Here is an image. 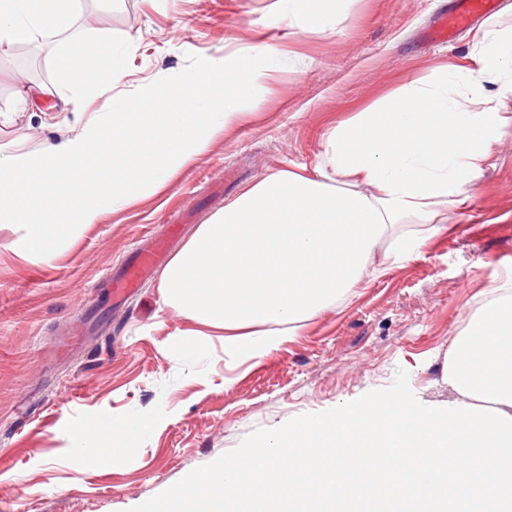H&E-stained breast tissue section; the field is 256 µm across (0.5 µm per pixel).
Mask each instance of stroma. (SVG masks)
Returning a JSON list of instances; mask_svg holds the SVG:
<instances>
[{"label": "stroma", "mask_w": 512, "mask_h": 512, "mask_svg": "<svg viewBox=\"0 0 512 512\" xmlns=\"http://www.w3.org/2000/svg\"><path fill=\"white\" fill-rule=\"evenodd\" d=\"M273 2L78 0L75 30L91 27L125 46L127 94L147 80L187 77L228 42L266 40L286 55L253 116L162 191L107 214L49 261L15 258L13 231L0 228V512H130L253 430L389 387L401 369L422 404L454 400L433 356L447 351L481 291L512 270V94L495 165L447 234L264 358L226 369L215 336L201 359H177L172 337L193 324L160 309L156 280L122 309L98 286L166 225L189 237L267 171L312 166L330 123L437 65L461 63L473 34L437 47L425 40L453 0H357L344 35L298 38L266 24ZM60 41L50 29L38 45L0 52V111L30 83L45 89L40 111H97L96 100L62 84L70 63ZM57 134L20 113L0 126V148L19 142L34 151ZM140 416L158 425L121 450L120 464L72 455L73 426Z\"/></svg>", "instance_id": "stroma-1"}]
</instances>
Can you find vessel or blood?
Instances as JSON below:
<instances>
[{"label":"vessel or blood","instance_id":"obj_1","mask_svg":"<svg viewBox=\"0 0 512 512\" xmlns=\"http://www.w3.org/2000/svg\"><path fill=\"white\" fill-rule=\"evenodd\" d=\"M497 7L498 0H454L452 8L438 17L426 39L431 43L451 42L458 32L493 13ZM179 230V225H167L165 234L154 236L148 244L137 248L131 261L119 270L105 274L101 285L107 290L113 304L125 305L137 296L143 284L164 261L169 243Z\"/></svg>","mask_w":512,"mask_h":512}]
</instances>
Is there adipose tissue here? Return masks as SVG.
<instances>
[{
	"instance_id": "1",
	"label": "adipose tissue",
	"mask_w": 512,
	"mask_h": 512,
	"mask_svg": "<svg viewBox=\"0 0 512 512\" xmlns=\"http://www.w3.org/2000/svg\"><path fill=\"white\" fill-rule=\"evenodd\" d=\"M356 0H276L270 25L302 37L343 34ZM75 0H0V52L65 32L76 90L120 85L125 68L104 57L103 35L71 34ZM283 51L247 42L207 58L186 79L146 82L97 112L57 113L64 138L35 152H0V224L13 255L52 258L108 212L164 189L228 135L282 71ZM465 67L442 65L369 107L330 124L312 168L267 172L225 202L161 269L160 307L194 322L173 341L182 357L203 350L199 327L223 331L226 365L260 359L355 289L419 259L448 231L495 164L505 131L500 97L512 93V25L484 21ZM154 419L74 428L72 447L101 465L149 435Z\"/></svg>"
}]
</instances>
